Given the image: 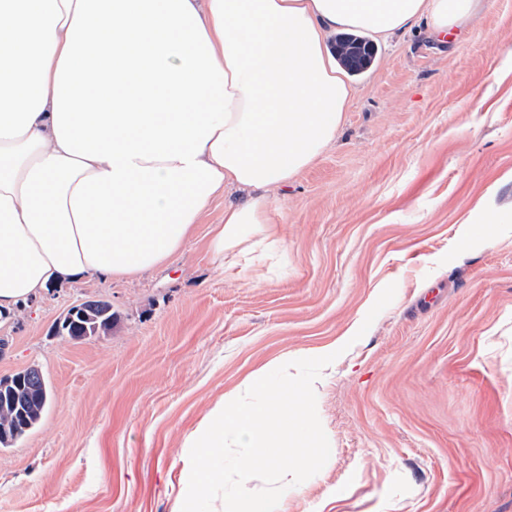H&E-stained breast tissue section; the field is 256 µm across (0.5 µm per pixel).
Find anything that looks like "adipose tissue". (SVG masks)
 <instances>
[{
  "label": "adipose tissue",
  "instance_id": "obj_1",
  "mask_svg": "<svg viewBox=\"0 0 512 512\" xmlns=\"http://www.w3.org/2000/svg\"><path fill=\"white\" fill-rule=\"evenodd\" d=\"M480 0H0V319L65 280L176 254L224 185L215 257L277 243L269 193L331 144L353 96L329 43L435 34Z\"/></svg>",
  "mask_w": 512,
  "mask_h": 512
}]
</instances>
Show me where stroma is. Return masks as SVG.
<instances>
[{
	"mask_svg": "<svg viewBox=\"0 0 512 512\" xmlns=\"http://www.w3.org/2000/svg\"><path fill=\"white\" fill-rule=\"evenodd\" d=\"M353 81L336 140L270 194L280 245L216 264L228 188L168 263L63 284L0 330V377L35 365L51 388L0 451V512H172L210 408L328 354L332 453L284 512H512V0L448 36L412 24ZM91 298L111 332L57 335Z\"/></svg>",
	"mask_w": 512,
	"mask_h": 512,
	"instance_id": "stroma-1",
	"label": "stroma"
}]
</instances>
